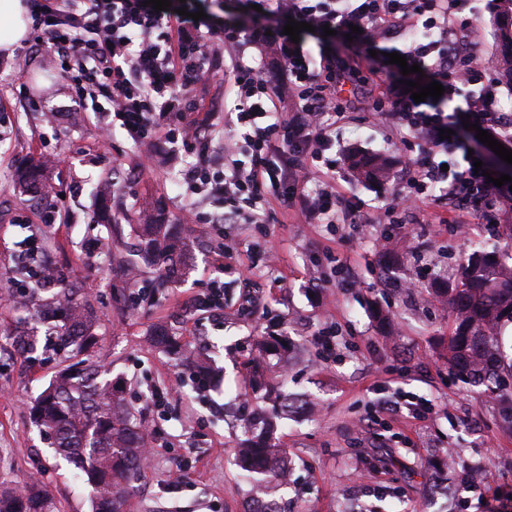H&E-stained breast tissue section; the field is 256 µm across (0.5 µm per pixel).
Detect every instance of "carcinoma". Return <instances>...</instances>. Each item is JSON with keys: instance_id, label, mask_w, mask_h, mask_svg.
Instances as JSON below:
<instances>
[{"instance_id": "obj_1", "label": "carcinoma", "mask_w": 512, "mask_h": 512, "mask_svg": "<svg viewBox=\"0 0 512 512\" xmlns=\"http://www.w3.org/2000/svg\"><path fill=\"white\" fill-rule=\"evenodd\" d=\"M499 33L505 71L512 77V0H499ZM359 174L374 181L388 175V164L380 157L356 161ZM31 200L44 205L49 196L46 166L29 163L17 171ZM139 257L148 264H162L173 257L171 249L180 241L172 224H141ZM453 317L444 363L448 371L507 404L512 417V391L502 387L504 374H512V363L504 362L500 330L512 324V266L495 250H476L461 265L458 279L440 282L432 289ZM26 305L36 304L32 319L49 326L51 333L38 344V331L12 336L18 351L34 354L52 349L65 356L68 365L29 408L31 422L54 437L55 454L73 465L89 488L92 512H126L131 483L145 473V433L134 413L121 401L120 386L103 377L91 352L98 346L93 308L78 283L71 282L50 297L30 291ZM158 347L181 354L174 336L159 327L152 333ZM286 351L284 340L262 336L251 362V393L259 402L247 429L261 431V438L241 447L238 465L244 476L260 489L282 480L285 472L280 448L271 434L273 416L297 413L305 402L292 398L268 382L269 357ZM49 491L40 486L0 488V512H51Z\"/></svg>"}]
</instances>
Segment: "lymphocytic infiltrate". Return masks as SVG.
I'll return each mask as SVG.
<instances>
[{
  "label": "lymphocytic infiltrate",
  "mask_w": 512,
  "mask_h": 512,
  "mask_svg": "<svg viewBox=\"0 0 512 512\" xmlns=\"http://www.w3.org/2000/svg\"><path fill=\"white\" fill-rule=\"evenodd\" d=\"M168 11H155L145 0H31L32 28L40 54L66 64L86 96L108 103L107 122L133 141L150 143L166 128L171 144L194 155L178 172L192 189L187 216L223 227L271 224L277 209L298 207L307 223L331 224L341 209L336 165L325 153L336 141V125L347 110L345 98L322 82L335 72L329 56L313 58L297 43L267 34L265 27L227 24L211 13L202 22L190 14L196 0H171ZM242 14L261 7L280 15L349 34L359 26L362 38L386 42L401 32L423 28L426 36L411 41L408 56L432 58L429 77L457 94L464 85H479L468 113L472 123L498 138L512 139V122H502L493 82L484 80L481 63L465 56L448 61L449 33H462L469 20L459 18L461 0H241ZM187 15H180V7ZM276 63L280 80L261 76ZM233 79L235 104L216 116L209 128L186 118L191 93L215 66ZM377 119L393 124L400 143L418 138L422 157L410 165L388 208L403 211L426 203V189L449 212L472 208L493 212L512 203V187L495 186L460 163L463 144L451 131L454 113L421 110L404 89L379 91L373 107ZM251 147L249 161L238 157V142ZM316 191H306L309 180ZM227 202L224 212L207 211L210 200Z\"/></svg>",
  "instance_id": "1"
}]
</instances>
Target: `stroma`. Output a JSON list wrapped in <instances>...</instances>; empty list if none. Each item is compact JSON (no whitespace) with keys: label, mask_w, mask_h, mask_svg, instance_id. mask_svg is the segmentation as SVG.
Listing matches in <instances>:
<instances>
[{"label":"stroma","mask_w":512,"mask_h":512,"mask_svg":"<svg viewBox=\"0 0 512 512\" xmlns=\"http://www.w3.org/2000/svg\"><path fill=\"white\" fill-rule=\"evenodd\" d=\"M462 15L473 22L471 42L488 79L499 81L490 0H466ZM300 41L365 80L350 97L328 155L341 170L352 152L390 159L389 183L350 178L337 186L344 207H360L378 224L359 232L346 224L330 228L306 223L292 208L269 226L228 225L247 249L218 262L215 227L181 221L190 198L177 181L185 155L157 134L151 144L157 165L145 169L125 131L102 141L103 98L72 109L74 83L28 42L25 76H15L12 57L0 54V289L19 292L18 245L32 234L46 244L61 283L82 284L101 336L96 359L125 379L124 402L139 410L155 450L145 478L130 491L128 512H243L253 491L235 461L251 412L242 400L245 363L257 338L268 334L294 342L272 359L270 380L318 409L277 421V441L290 461L288 482L277 493L285 512H512V426L496 400L444 368L451 317L431 294L435 283L456 277L474 247L498 243L499 228L473 211L464 216L463 237L445 207L385 211L419 153L418 140L396 143L371 112L379 88L402 78L388 55L405 39L379 44L375 56L369 45L340 34L304 30ZM231 87L223 73L206 76L193 91L198 106L190 120L209 123ZM28 158L49 165L56 195L47 206L25 201L14 185L16 168ZM109 186L114 227L96 221L97 197ZM152 212L177 225L185 243L167 288L156 294L150 288L158 267L140 266L133 280L125 274L138 247L135 226ZM338 261L350 267L356 287L336 281ZM217 280L224 284L223 310H196L195 296ZM378 310L390 319L387 329L373 317ZM31 322L30 312L0 299V487L43 485L53 512H90L76 469L53 459L29 419L30 403L64 365L61 356L33 360L12 345L11 334ZM158 323L210 363L213 384L197 386L185 366L148 343ZM412 400L416 419L408 410ZM180 466L185 478L171 486L169 476Z\"/></svg>","instance_id":"1"}]
</instances>
